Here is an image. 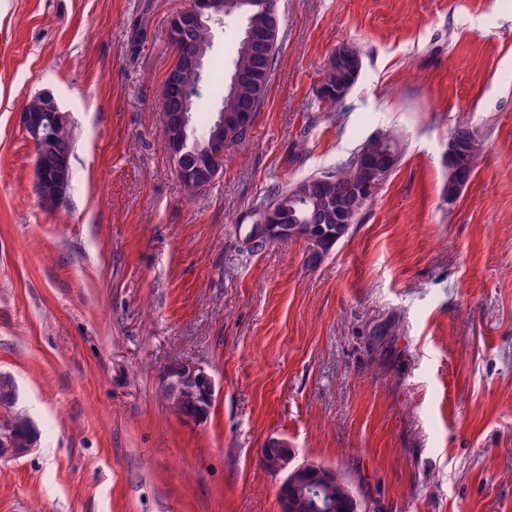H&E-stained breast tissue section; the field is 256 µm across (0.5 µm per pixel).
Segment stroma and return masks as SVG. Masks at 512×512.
<instances>
[{"mask_svg": "<svg viewBox=\"0 0 512 512\" xmlns=\"http://www.w3.org/2000/svg\"><path fill=\"white\" fill-rule=\"evenodd\" d=\"M268 96L222 173L187 190L158 100L168 18L189 0H0V512H280L259 461L343 473L374 512H512V0H276ZM363 67L317 94L336 47ZM70 112L73 183L35 190L16 114ZM485 139L448 201V136ZM395 130L400 161L317 267L301 242L252 253L272 187ZM215 381L206 422L163 394L171 364ZM323 76L325 81L319 83L317 92L318 95L325 97L327 100L331 101L333 98L337 100H343L347 95L350 88L353 86L356 80H352L348 83L336 84V80L340 79L339 75H336V72L326 71V68L323 70ZM326 81L331 85H335V88H332ZM452 132L457 133L461 139L467 142L470 150L472 151L473 164L471 168V175H473L478 158L485 152V141L478 135V133L466 123H458Z\"/></svg>", "mask_w": 512, "mask_h": 512, "instance_id": "1", "label": "stroma"}]
</instances>
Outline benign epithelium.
<instances>
[{
    "label": "benign epithelium",
    "mask_w": 512,
    "mask_h": 512,
    "mask_svg": "<svg viewBox=\"0 0 512 512\" xmlns=\"http://www.w3.org/2000/svg\"><path fill=\"white\" fill-rule=\"evenodd\" d=\"M239 6V0H195L192 6L172 15L168 28L180 31L188 27L210 28L222 20L224 10ZM276 34L266 30L246 27L243 42L251 50L261 49L265 52L275 43ZM204 60L201 54H183L178 58V65L171 67L162 87L161 97L165 108L160 112L162 128L165 131V147L173 160L178 177L192 191L208 187L224 169L225 126L248 127L256 103L240 107L237 113L228 117L219 112L216 127L203 142L191 133L190 96L194 87L202 78ZM327 68L348 69L357 72L362 68V57L353 47L342 45L331 54ZM353 83L338 84L331 87L327 82L319 83L318 95L327 100L344 99ZM19 126L28 137L40 147V155L48 156L51 165L45 169L35 167L36 189L40 203L51 208L64 202L70 186L72 156L65 144L71 129L70 114L63 111L55 97L49 92H42L32 97V105L16 113ZM394 155L386 153L365 159L368 171L358 189V199L366 202L387 179L392 169ZM470 182V175L460 173L455 167L450 168L448 178V202L452 203L462 188ZM284 207L266 206L260 212L258 223L252 225L256 235L277 241L295 234L298 227L285 222ZM311 228L305 238L311 252L322 253L326 240L336 236V232L324 229L317 217L306 220ZM169 391L178 392L192 389L200 399V412L197 420L205 418L207 410L215 398V382L205 368L186 363L171 365L163 380ZM26 449L16 445L15 437L9 426L0 427V456L20 455ZM262 467L269 473L278 475L286 473L280 486L281 512H337L338 503L334 490L336 488V470L316 461L295 462V452L288 440L269 439L261 450Z\"/></svg>",
    "instance_id": "benign-epithelium-1"
}]
</instances>
